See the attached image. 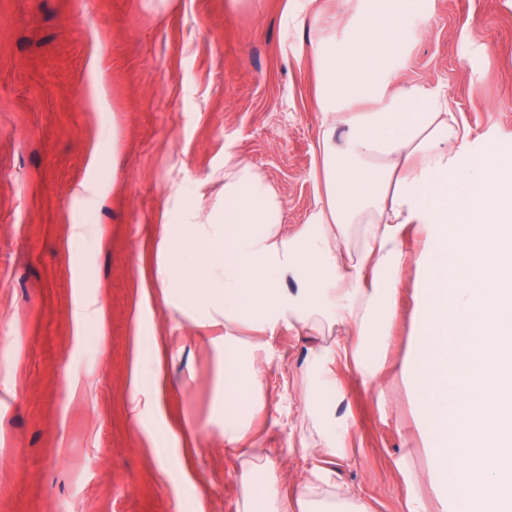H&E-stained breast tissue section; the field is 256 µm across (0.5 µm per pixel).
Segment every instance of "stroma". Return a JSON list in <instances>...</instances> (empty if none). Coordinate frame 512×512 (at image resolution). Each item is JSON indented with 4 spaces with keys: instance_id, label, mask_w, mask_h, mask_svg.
<instances>
[{
    "instance_id": "obj_1",
    "label": "stroma",
    "mask_w": 512,
    "mask_h": 512,
    "mask_svg": "<svg viewBox=\"0 0 512 512\" xmlns=\"http://www.w3.org/2000/svg\"><path fill=\"white\" fill-rule=\"evenodd\" d=\"M394 0H0V512H236L224 452V329L166 305L152 282L175 190L251 164L305 223L317 185V92L364 19ZM385 82L446 92L478 152L512 161V0H420ZM95 180L98 197L75 187ZM102 238L72 241L74 224ZM407 270L380 406L339 367L354 446L336 481L373 512L429 497L400 471L415 413L400 368L412 329ZM106 323L77 327L79 298ZM165 336L156 405L127 413L133 339ZM316 337L269 340L259 429L286 475L299 448L303 371Z\"/></svg>"
}]
</instances>
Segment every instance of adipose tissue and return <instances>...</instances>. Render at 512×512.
<instances>
[{"mask_svg":"<svg viewBox=\"0 0 512 512\" xmlns=\"http://www.w3.org/2000/svg\"><path fill=\"white\" fill-rule=\"evenodd\" d=\"M368 18L317 99L318 192L305 224L283 222L277 190L250 164L224 159L222 197L202 207L177 195L157 278L163 294L224 327V450L240 462L237 512H370L339 485L351 423L337 413L336 363L382 389L407 265L416 270L412 332L401 365L415 404L433 501L408 512H512V193L500 155L474 154L473 132L442 92L388 91L382 74L399 43L402 8ZM380 99L347 112L344 102ZM324 337L299 443L314 462L292 492L271 497L279 460L252 425L266 407V349L279 325Z\"/></svg>","mask_w":512,"mask_h":512,"instance_id":"1","label":"adipose tissue"}]
</instances>
